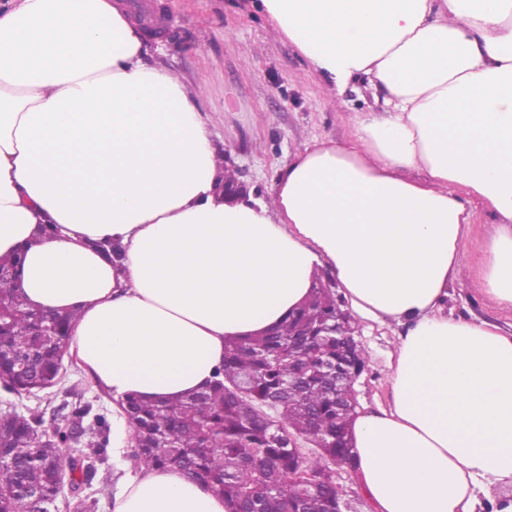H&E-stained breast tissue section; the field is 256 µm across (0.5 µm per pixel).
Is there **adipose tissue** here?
I'll return each instance as SVG.
<instances>
[{
  "mask_svg": "<svg viewBox=\"0 0 512 512\" xmlns=\"http://www.w3.org/2000/svg\"><path fill=\"white\" fill-rule=\"evenodd\" d=\"M260 6L337 96L382 94L350 113L351 142L297 152L267 202L225 200L197 92L121 0H0V257L24 249L26 300L75 312L118 452L123 398L202 389L228 339L277 326L328 266L355 313L403 328L389 407L350 427L375 512H512V331L445 311L474 250L473 288L512 313V0ZM477 206L493 223L470 241ZM112 510L228 507L142 466Z\"/></svg>",
  "mask_w": 512,
  "mask_h": 512,
  "instance_id": "1",
  "label": "adipose tissue"
}]
</instances>
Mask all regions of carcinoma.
<instances>
[{
	"instance_id": "1",
	"label": "carcinoma",
	"mask_w": 512,
	"mask_h": 512,
	"mask_svg": "<svg viewBox=\"0 0 512 512\" xmlns=\"http://www.w3.org/2000/svg\"><path fill=\"white\" fill-rule=\"evenodd\" d=\"M0 381L14 393L52 385L70 344L72 314L49 315L51 335L37 325L38 307L21 289L0 282ZM341 303L333 288H312L305 303L275 329L224 347V364L202 391L166 401H124L141 466L184 470L224 497L229 512H336L348 495L330 463L348 459L344 442L356 408L336 402L334 376L364 370L369 355L336 335L319 336ZM31 358L21 366V356ZM42 418L13 411L0 432V512H52L60 496L58 460L65 450L38 433ZM319 445L298 456L290 440ZM104 448L83 456L91 482Z\"/></svg>"
}]
</instances>
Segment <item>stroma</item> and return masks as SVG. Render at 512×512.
<instances>
[{
  "mask_svg": "<svg viewBox=\"0 0 512 512\" xmlns=\"http://www.w3.org/2000/svg\"><path fill=\"white\" fill-rule=\"evenodd\" d=\"M152 11L171 20L173 31L149 34L151 56L172 69L200 95L213 129V142L225 162L236 167L254 198L269 200L278 170L305 146L318 140L350 142L348 113L373 106V90L358 83L337 106L334 89L309 69L253 0H149ZM449 315L512 322V314L490 307L474 290L457 287L446 301ZM360 341L369 354V368L356 389L361 407L388 406V362L401 331L394 323L364 320ZM86 405L89 429L68 453L90 452L94 443L111 438V426H95L98 417L111 418L112 397L100 389L79 365L67 366L59 384L42 392L17 395L0 389V411H38L50 423ZM132 451L107 455L91 483L77 493L95 501L94 512H112V498L121 465L132 462Z\"/></svg>",
  "mask_w": 512,
  "mask_h": 512,
  "instance_id": "1",
  "label": "stroma"
}]
</instances>
